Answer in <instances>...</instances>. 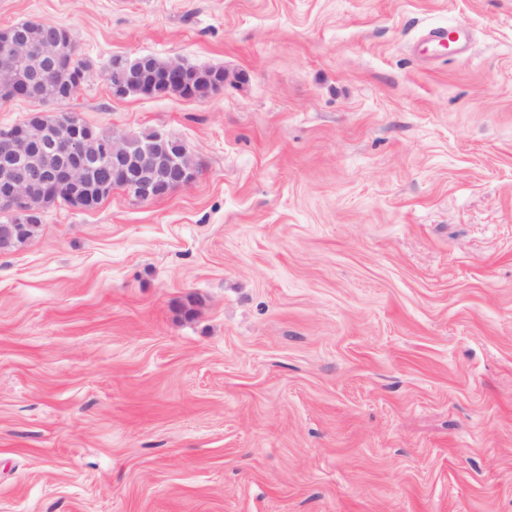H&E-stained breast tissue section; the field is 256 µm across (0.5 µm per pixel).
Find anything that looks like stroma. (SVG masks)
<instances>
[{
	"instance_id": "35a3bbf8",
	"label": "stroma",
	"mask_w": 512,
	"mask_h": 512,
	"mask_svg": "<svg viewBox=\"0 0 512 512\" xmlns=\"http://www.w3.org/2000/svg\"><path fill=\"white\" fill-rule=\"evenodd\" d=\"M196 178L0 251V512H512V0H0ZM232 76L113 97L116 55Z\"/></svg>"
}]
</instances>
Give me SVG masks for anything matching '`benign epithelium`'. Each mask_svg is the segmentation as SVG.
I'll list each match as a JSON object with an SVG mask.
<instances>
[{
	"label": "benign epithelium",
	"instance_id": "1",
	"mask_svg": "<svg viewBox=\"0 0 512 512\" xmlns=\"http://www.w3.org/2000/svg\"><path fill=\"white\" fill-rule=\"evenodd\" d=\"M34 30L36 39L18 24L0 28V90L16 98L37 99L39 85L57 78L63 68L69 80L60 85L62 95L83 85L91 75L90 65H65L61 57L63 40L76 45L72 31L41 21L34 22ZM184 70L180 61L149 54L127 56L124 69L112 75V95L156 96L155 85L144 79L147 72L179 79L190 89ZM89 137L90 126L75 116L62 122L56 136L34 120L0 131V206L13 217V223L0 224L1 248L25 243L32 230L28 220L42 214L53 196L78 198L93 207L115 180L137 200L148 202L196 177L195 169L177 164L163 132H155L146 143L115 133L96 151L87 149Z\"/></svg>",
	"mask_w": 512,
	"mask_h": 512
}]
</instances>
